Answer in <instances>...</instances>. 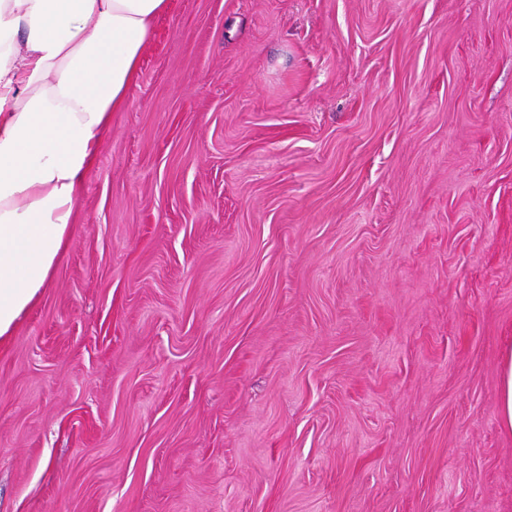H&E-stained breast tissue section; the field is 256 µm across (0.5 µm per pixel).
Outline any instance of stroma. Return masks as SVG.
<instances>
[{"instance_id": "35a3bbf8", "label": "stroma", "mask_w": 512, "mask_h": 512, "mask_svg": "<svg viewBox=\"0 0 512 512\" xmlns=\"http://www.w3.org/2000/svg\"><path fill=\"white\" fill-rule=\"evenodd\" d=\"M512 0H171L0 341V512H512ZM498 414L501 426L512 431V350L505 352L500 365Z\"/></svg>"}]
</instances>
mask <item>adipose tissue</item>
<instances>
[{
	"label": "adipose tissue",
	"instance_id": "obj_1",
	"mask_svg": "<svg viewBox=\"0 0 512 512\" xmlns=\"http://www.w3.org/2000/svg\"><path fill=\"white\" fill-rule=\"evenodd\" d=\"M170 0H0V338L71 240L112 115Z\"/></svg>",
	"mask_w": 512,
	"mask_h": 512
}]
</instances>
